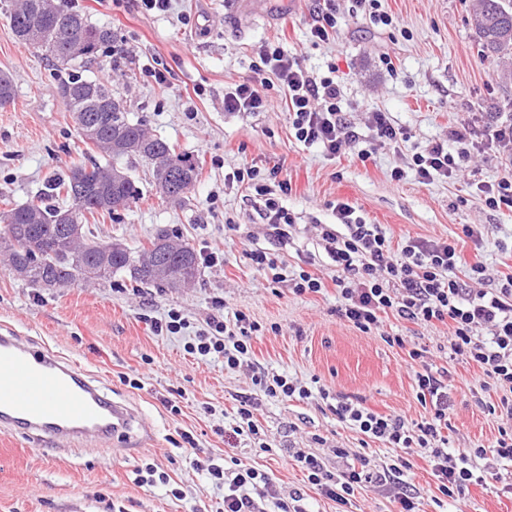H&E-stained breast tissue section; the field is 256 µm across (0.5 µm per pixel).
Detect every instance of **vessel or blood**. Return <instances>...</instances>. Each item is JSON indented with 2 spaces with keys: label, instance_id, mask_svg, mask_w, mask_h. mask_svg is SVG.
<instances>
[{
  "label": "vessel or blood",
  "instance_id": "obj_1",
  "mask_svg": "<svg viewBox=\"0 0 512 512\" xmlns=\"http://www.w3.org/2000/svg\"><path fill=\"white\" fill-rule=\"evenodd\" d=\"M136 414L113 401L82 365L0 333V431L68 442L130 429Z\"/></svg>",
  "mask_w": 512,
  "mask_h": 512
}]
</instances>
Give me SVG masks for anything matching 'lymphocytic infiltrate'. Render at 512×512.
I'll use <instances>...</instances> for the list:
<instances>
[{"label": "lymphocytic infiltrate", "mask_w": 512, "mask_h": 512, "mask_svg": "<svg viewBox=\"0 0 512 512\" xmlns=\"http://www.w3.org/2000/svg\"><path fill=\"white\" fill-rule=\"evenodd\" d=\"M253 80L237 84L224 95L229 112H261L268 106L267 92L278 88L287 108L288 123L296 141L320 146L331 157L354 151L360 161L369 160L379 147L404 141V130L388 113L372 115L369 134H361L347 120L341 108V88L335 72L320 76L304 67L296 55L277 44L265 47L254 67ZM456 152H449V144ZM493 150L512 162V121H490L481 125L462 122L449 127L448 139L426 145L414 153L407 168L391 172L402 180L414 172L419 182L428 184L451 178L476 155ZM283 166L276 163L267 172L245 165L232 173L233 181L245 185L263 203L262 217L278 242H286L295 220L283 204L291 192ZM336 221L321 227L320 238L327 258L336 269L339 292L336 316L362 332L379 327L382 314L393 313L413 324L445 322L450 327L448 341L453 354L475 363L495 384L512 388V274L497 288L478 290L463 287L454 277L461 263L454 242L410 238L393 245L382 225L367 223L346 202L334 208ZM251 260L257 272L272 282L290 281L297 294L320 292L325 282L318 274L300 271L285 278L271 253L255 250ZM234 325L211 318L206 329L189 343V353L204 359L223 361L238 368L251 352V340L258 327L243 312H236ZM417 396L429 403L431 415L424 422L406 424L399 416H382L340 401L333 411L339 421L356 426L366 436L395 448L393 464L381 468H349L335 473L314 456H299L309 481L322 494L347 505L356 486L368 484L389 491L399 505L398 512H415L416 493L406 479L412 468L407 450L427 452L438 480L439 491L448 498L465 494L482 478L472 470L473 457L484 456V449L447 450L448 386L431 369L416 375ZM216 485L224 489L223 512H304L299 505L280 498L272 480L255 469L241 466L206 465Z\"/></svg>", "instance_id": "lymphocytic-infiltrate-1"}]
</instances>
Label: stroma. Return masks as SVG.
<instances>
[{
    "label": "stroma",
    "instance_id": "35a3bbf8",
    "mask_svg": "<svg viewBox=\"0 0 512 512\" xmlns=\"http://www.w3.org/2000/svg\"><path fill=\"white\" fill-rule=\"evenodd\" d=\"M8 2L0 0V71L12 76L16 95L0 106V209L47 193L50 180L87 158L58 94L67 72L16 39ZM468 6L469 0H382L394 18L384 26L349 14L348 0H339L335 37L316 43L309 32L312 0H171L163 14L143 11L137 0H78L92 23L115 34L113 50L100 54L89 76L111 81L132 121L201 167L185 204L175 207L162 201L144 163L129 162L140 198L94 224L97 240L120 238L137 249L165 227L198 256L215 252L224 262L201 265L195 286L178 290L138 287L122 274L105 288L39 290L0 264V330L80 361L109 397L137 410L146 430L136 448L88 438L45 450L21 434L0 435V512H219L224 491L193 467V452L181 448L187 435L215 464L236 459L269 475L282 496L300 495L305 512H397L393 495L369 485L340 506L308 482L294 455H315L334 472L362 459L377 468L391 464L394 449L339 421L329 402L337 398L410 425L424 421L429 408L418 400L415 382L420 364L408 355L417 345L448 385L449 449L493 448L502 420L490 408L505 389L484 383L476 365L451 352L444 324L420 326L388 314L378 330L364 333L337 319L336 270L317 230L334 223V206L346 202L393 242L457 240L466 261L456 271L461 281L475 261L493 288L512 273V208L487 209L477 189L511 174L512 165L489 153L448 180L391 178L414 152L446 140L449 126L486 112L512 114V79L484 59L467 24ZM271 42L296 53L308 70L336 67L342 110L359 132L380 110L406 130L407 140L379 148L365 162L349 152L333 159L295 140L277 90H269L266 111H225V92L252 77ZM157 70L167 72V83L155 81ZM279 161L292 185L284 204L295 217L283 247L258 200H247L228 179L242 164L264 170ZM466 224L476 225L479 240L463 236ZM255 250L274 253L288 273L304 268L328 279L326 290L299 295L288 282L267 281L250 259ZM216 297L224 300L225 320L242 311L258 326L248 365L234 370L185 350L213 317ZM173 309L185 329L155 331ZM391 336L403 337L404 345H389ZM256 369L300 380L313 394L265 397L251 380ZM247 399L256 404V436L234 431ZM170 400L178 412L167 408ZM340 448L346 457H337ZM410 459L419 512H512V462L489 454L475 459L480 469L495 464L496 478L452 500L440 493L422 449H412ZM149 464L168 475L167 485L138 482V470Z\"/></svg>",
    "mask_w": 512,
    "mask_h": 512
}]
</instances>
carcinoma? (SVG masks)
I'll use <instances>...</instances> for the list:
<instances>
[{"label": "carcinoma", "instance_id": "1", "mask_svg": "<svg viewBox=\"0 0 512 512\" xmlns=\"http://www.w3.org/2000/svg\"><path fill=\"white\" fill-rule=\"evenodd\" d=\"M15 37L40 52L52 66L69 71L59 93L71 112L82 143L112 159L133 158L149 167L152 181L169 204L181 206L198 178L196 159L176 151L166 140L150 134L144 124L129 120L126 100L112 85L83 75L99 52L112 47L114 33L96 25L65 0H14L6 9ZM468 23L493 64L512 59V0H473ZM37 25L40 36L31 37ZM92 171L82 190L75 189L78 173ZM64 196L69 209L87 223L95 214L112 215L130 207L139 188L127 169L116 164H77L62 179L49 183V196ZM66 208L38 203L0 211V259L21 274L19 280L35 288L50 281L71 282L87 273L85 284L105 287L112 277L127 273L130 281L170 289L171 282L153 276L147 262L158 259L188 288L199 278V261L193 247L169 229L159 230L138 251L113 239L96 240L86 228L80 241L69 239L68 227L60 221Z\"/></svg>", "mask_w": 512, "mask_h": 512}]
</instances>
